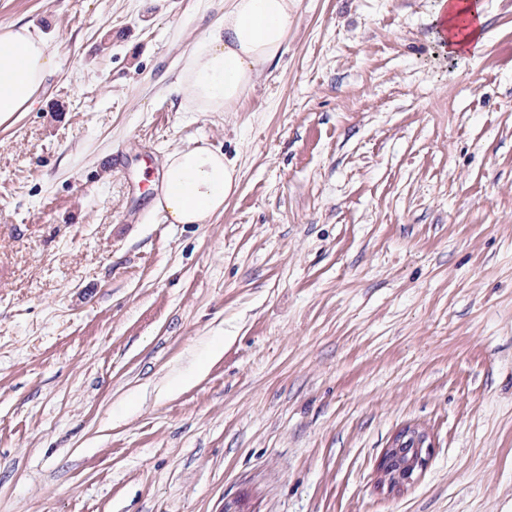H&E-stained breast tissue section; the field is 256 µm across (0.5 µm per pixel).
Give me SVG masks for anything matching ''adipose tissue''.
<instances>
[{
	"label": "adipose tissue",
	"mask_w": 512,
	"mask_h": 512,
	"mask_svg": "<svg viewBox=\"0 0 512 512\" xmlns=\"http://www.w3.org/2000/svg\"><path fill=\"white\" fill-rule=\"evenodd\" d=\"M297 7V0H224L222 20L183 60L178 82L189 91L191 111H237L265 66L283 55ZM436 19L449 47L480 50L485 17L478 0H440ZM55 65L28 27L0 24V124L34 107ZM236 187L223 153L206 145L178 148L164 159L154 207L168 223L204 224L223 213Z\"/></svg>",
	"instance_id": "ef3b65f1"
}]
</instances>
